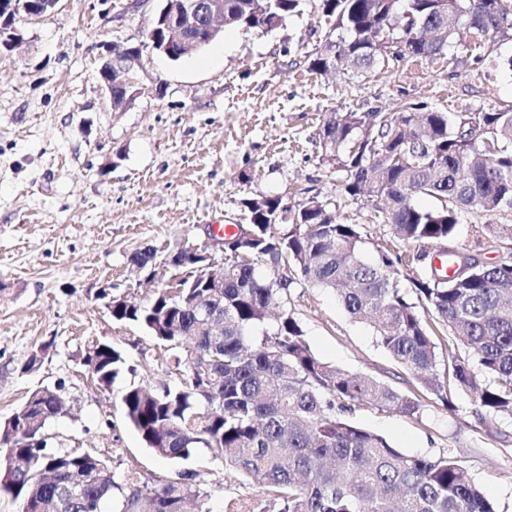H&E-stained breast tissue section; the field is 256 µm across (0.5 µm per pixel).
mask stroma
<instances>
[{
  "mask_svg": "<svg viewBox=\"0 0 512 512\" xmlns=\"http://www.w3.org/2000/svg\"><path fill=\"white\" fill-rule=\"evenodd\" d=\"M320 0H304L283 26L261 34L239 28L173 62L151 56L146 68L161 94L117 112L99 76L103 45L144 40L152 6L102 18L97 0H62L50 17L23 22V49L0 48V421L34 390L56 389L62 415L47 426L48 445L107 460L116 478L136 472L156 486L187 472L210 512H278L252 477L227 480L207 449L189 461L156 455L130 424L122 401L133 385L159 391L180 376L144 329L112 319L103 296L151 304L173 284L165 259L205 245L216 226L246 223L243 199L280 196L290 206L315 196L334 202L341 223L359 225L363 253L391 239L375 203L340 190L342 172L319 160L318 130L327 112L388 107L400 93L460 112L512 103V42L482 63L426 66L357 77L308 71L323 39ZM151 246L156 258H131ZM313 353L354 374L378 377L419 401L421 418L366 407L353 418L411 456L453 453L499 512H512V421L478 418L470 394L447 410L354 321L337 296L304 285L288 291ZM112 344L127 369L110 389L81 363L88 344ZM40 366L24 371L42 343Z\"/></svg>",
  "mask_w": 512,
  "mask_h": 512,
  "instance_id": "1",
  "label": "stroma"
}]
</instances>
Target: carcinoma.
Returning <instances> with one entry per match:
<instances>
[{
  "label": "carcinoma",
  "mask_w": 512,
  "mask_h": 512,
  "mask_svg": "<svg viewBox=\"0 0 512 512\" xmlns=\"http://www.w3.org/2000/svg\"><path fill=\"white\" fill-rule=\"evenodd\" d=\"M303 0H224V26L263 31L300 11ZM325 38L308 55L324 74L347 63L366 75L390 65L458 63L483 42L508 36L512 0H321ZM478 114L482 135L467 136ZM319 160L344 173L343 193L382 203L380 220L403 242H452L471 211L512 210V104L476 112H443L404 96L383 109L329 112L320 127ZM436 204L421 209L416 197ZM253 236L240 254L224 257V287L209 305L224 312V335L208 329L197 296L165 289L154 303L120 302L112 318L145 329L183 367L179 385L123 395L129 422L157 455L187 460L209 449L231 473L260 478L279 512H496L470 471L448 453L409 456L357 425L350 414L369 404L407 417L420 403L375 376H356L319 359L295 317L274 313L297 285L332 290L346 312L369 324L379 344L448 410L451 391L468 392L489 415L512 420V261L479 262L448 249L444 276L423 252L394 245L362 256L358 225L342 224L331 203L309 197L288 215L282 197L264 209L243 200ZM481 238L512 251V224H483ZM288 268L277 280L271 263ZM421 267L405 288L401 268ZM432 313L427 320L424 312ZM451 336L440 350L439 330ZM125 358L108 343L89 355L100 384L110 388ZM54 391H33L0 422V438L26 466L0 483V493L29 502L21 512H102L113 490L120 512H184L206 496L178 473L148 488L130 472L118 483L102 458L47 451L35 444L57 416ZM201 422L188 425L194 415ZM79 482L72 503L63 491Z\"/></svg>",
  "instance_id": "obj_1"
}]
</instances>
